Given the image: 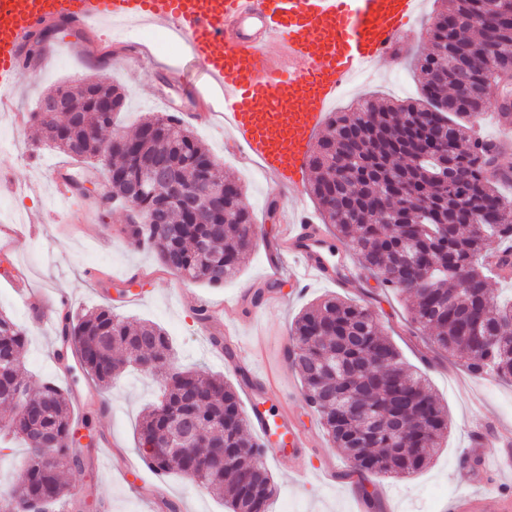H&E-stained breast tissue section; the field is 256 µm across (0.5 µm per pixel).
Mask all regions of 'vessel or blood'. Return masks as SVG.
Listing matches in <instances>:
<instances>
[{"label": "vessel or blood", "instance_id": "1", "mask_svg": "<svg viewBox=\"0 0 512 512\" xmlns=\"http://www.w3.org/2000/svg\"><path fill=\"white\" fill-rule=\"evenodd\" d=\"M424 0H0V109L24 80L32 34L66 22L87 33L104 21L174 28L224 100L232 149L259 164L272 188L301 194L314 142L332 103L367 68L395 55ZM302 68L285 66L280 50ZM275 242L294 284L351 287L356 269L319 225L281 217ZM224 360L248 375V419L266 453L300 468L307 432L285 412L266 408V387L246 352L226 340Z\"/></svg>", "mask_w": 512, "mask_h": 512}]
</instances>
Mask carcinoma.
<instances>
[{
    "label": "carcinoma",
    "mask_w": 512,
    "mask_h": 512,
    "mask_svg": "<svg viewBox=\"0 0 512 512\" xmlns=\"http://www.w3.org/2000/svg\"><path fill=\"white\" fill-rule=\"evenodd\" d=\"M505 14L490 30L484 16ZM466 54L468 91L456 95L453 65ZM422 98L398 105L360 101L350 113L334 112L310 162L309 193L321 221L356 256L408 301L411 323L433 333L437 351L464 359L473 375L512 381V301L494 300L489 281L512 276V201L489 176V148L466 135L467 124L488 108L485 90L497 72L512 70V0H448L432 23L430 46L415 59ZM49 142L78 161L106 162L105 201L153 208L155 198L137 194L124 176L132 162L157 156L172 160L182 180L206 177L224 186V215L211 224L191 223L175 203L162 224H129L134 244L143 242L163 266L181 278L219 286L235 274L255 240L245 191L224 178L218 163L192 131L168 112L139 125L124 149L104 136L110 112H82L63 124L56 115L30 113ZM345 161L349 177L338 178ZM27 331L0 312V389L19 399L0 433L26 444L23 480L0 497V512L83 509L86 501L64 481L83 464L74 439L68 392L52 383L33 388L20 372ZM60 349L72 350L82 370L108 388L127 367L155 377L163 399L142 416L139 446L158 474L177 472L223 495L228 512H267L278 487L259 463L260 446L244 433L237 387L219 375L182 369L169 336L152 322L132 324L110 307L64 314ZM292 350L304 397L330 442L354 467L394 477L425 468L448 431V418L422 374L410 372L367 307L325 295L295 318ZM205 435V446L186 459L161 442L183 436V422Z\"/></svg>",
    "instance_id": "cac0c4a2"
}]
</instances>
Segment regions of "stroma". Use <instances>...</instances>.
<instances>
[{
    "mask_svg": "<svg viewBox=\"0 0 512 512\" xmlns=\"http://www.w3.org/2000/svg\"><path fill=\"white\" fill-rule=\"evenodd\" d=\"M441 5L442 0H425L422 16L405 32L406 46L397 59L368 69L342 93L334 111H349L357 100L371 96L391 101L419 98L413 55L428 49L427 32ZM167 36L164 28L138 27L136 33H125L124 44L110 46L104 60L93 56L84 35L70 29L45 43L29 44L32 60L46 59L50 65L37 78H25L12 108L0 111V174L24 187L20 193H0V226L14 230L7 247L0 248V311L28 329L21 365L30 385L50 380L77 392L83 400L79 424L92 434L110 435L114 442L110 449L90 448L83 465L67 472L66 481L86 496L91 512H225L223 499L180 475L157 476L144 461L137 428L143 411L159 396L156 380L130 371L103 389L80 366L66 373L55 367L54 338L32 319L8 284V275L18 268L44 293L47 304L59 305L66 297L77 313L109 306L128 321L155 322L167 332L181 365L233 383L236 375L208 342L210 326L195 317L204 304L222 309L223 326L236 331L270 384L269 407L288 409L311 431L314 450L306 457L303 474L293 475L287 461L268 462L278 485L269 512H445L449 501L467 495L483 497L484 512H498V498L512 496V473L483 477L470 461L500 454L512 442V382L471 376L461 359L433 352L428 331L410 324L397 292L380 288L375 278L364 274L351 288L315 282L298 295L284 280L271 289L265 282L268 258L258 247L246 254L223 286L187 282L163 268L154 252L121 236L127 208L117 205L106 211L76 199L61 203L52 167L69 163L68 158L47 146L41 130L28 120L49 90L97 76L119 84L127 106L117 114L114 128L126 135L154 112L190 110L203 99L221 109L222 100L210 90L201 64L189 49L170 52ZM191 129L225 176L245 187L253 221L264 225L269 237L280 230L282 210L316 215L311 196L292 200L284 193L271 195L261 169L228 149L223 122L210 118ZM240 293L245 296L243 306H230V299ZM326 293L374 312L383 335L406 364L427 377L448 416L440 448L430 464L412 476L366 474L357 486L341 479V471L352 462L332 446L303 402L299 376L285 359L290 327L302 309Z\"/></svg>",
    "mask_w": 512,
    "mask_h": 512,
    "instance_id": "35a3bbf8",
    "label": "stroma"
}]
</instances>
